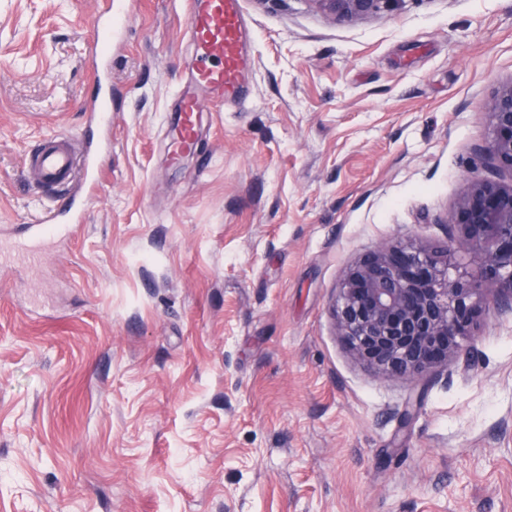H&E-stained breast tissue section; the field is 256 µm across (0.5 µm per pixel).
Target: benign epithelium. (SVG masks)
<instances>
[{
  "instance_id": "benign-epithelium-1",
  "label": "benign epithelium",
  "mask_w": 512,
  "mask_h": 512,
  "mask_svg": "<svg viewBox=\"0 0 512 512\" xmlns=\"http://www.w3.org/2000/svg\"><path fill=\"white\" fill-rule=\"evenodd\" d=\"M340 22L377 13L393 0H307ZM489 138L480 152L512 171V80L488 104ZM449 245L411 238L376 246L345 272L331 313L337 335L371 370L424 380L448 360L469 356L485 311L512 312V183L480 174L447 218Z\"/></svg>"
}]
</instances>
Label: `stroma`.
<instances>
[{
  "instance_id": "1",
  "label": "stroma",
  "mask_w": 512,
  "mask_h": 512,
  "mask_svg": "<svg viewBox=\"0 0 512 512\" xmlns=\"http://www.w3.org/2000/svg\"><path fill=\"white\" fill-rule=\"evenodd\" d=\"M102 0H0V230L51 193L24 167L80 134ZM247 100L163 150L193 67L185 0H115L112 152L73 238L0 265V512H512V314L468 360L382 376L337 336L346 268L448 242L512 0H396L339 22L243 0ZM417 411L402 424L408 403Z\"/></svg>"
}]
</instances>
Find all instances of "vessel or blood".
<instances>
[{
    "mask_svg": "<svg viewBox=\"0 0 512 512\" xmlns=\"http://www.w3.org/2000/svg\"><path fill=\"white\" fill-rule=\"evenodd\" d=\"M115 21V14L107 9L94 22L93 69H100L111 59ZM187 26L194 47V67L179 94L177 118L170 130L169 149L175 158L196 151L201 114L208 100L232 102L247 96L249 24L242 0H188ZM88 122L103 131L110 127L109 99L94 96ZM107 152L108 141L102 138L78 160L70 150L68 137L55 135L50 144L26 155L25 166L42 185L53 187L77 179L90 192L97 185ZM86 206V201L72 195L54 201L33 223L23 225L11 237V249L39 252L66 241L72 225L81 223Z\"/></svg>",
    "mask_w": 512,
    "mask_h": 512,
    "instance_id": "b4317fda",
    "label": "vessel or blood"
}]
</instances>
